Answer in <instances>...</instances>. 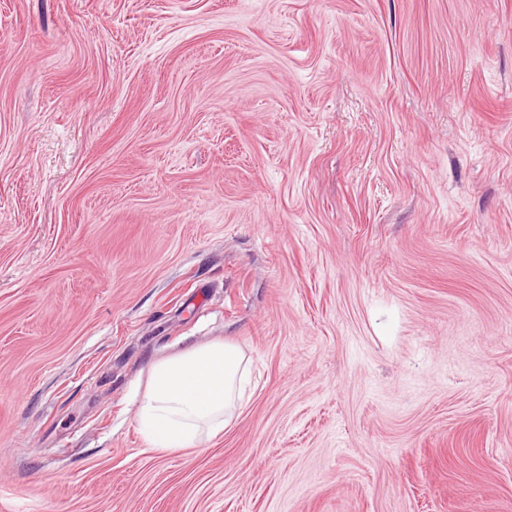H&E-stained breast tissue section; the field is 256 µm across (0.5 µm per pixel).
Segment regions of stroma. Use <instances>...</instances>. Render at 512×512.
I'll list each match as a JSON object with an SVG mask.
<instances>
[{
	"label": "stroma",
	"instance_id": "1",
	"mask_svg": "<svg viewBox=\"0 0 512 512\" xmlns=\"http://www.w3.org/2000/svg\"><path fill=\"white\" fill-rule=\"evenodd\" d=\"M251 364L149 447V365ZM5 512H512V0H0ZM249 383L248 360L224 341L189 347L152 364L136 422L152 448L199 446L224 433Z\"/></svg>",
	"mask_w": 512,
	"mask_h": 512
}]
</instances>
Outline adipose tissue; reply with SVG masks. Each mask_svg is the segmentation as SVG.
I'll use <instances>...</instances> for the list:
<instances>
[{"instance_id":"1","label":"adipose tissue","mask_w":512,"mask_h":512,"mask_svg":"<svg viewBox=\"0 0 512 512\" xmlns=\"http://www.w3.org/2000/svg\"><path fill=\"white\" fill-rule=\"evenodd\" d=\"M248 383V360L235 345L189 347L152 364L138 428L153 448L199 446L231 424Z\"/></svg>"}]
</instances>
